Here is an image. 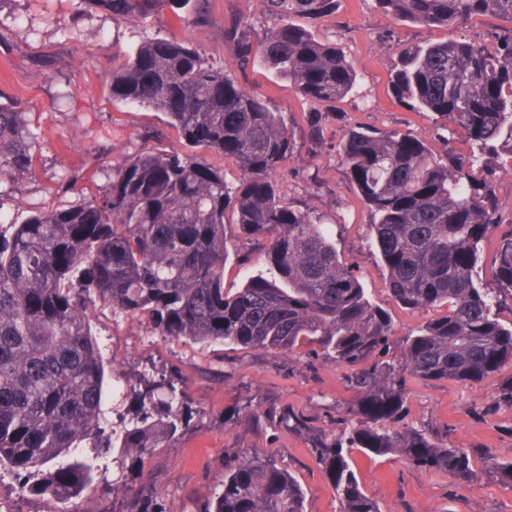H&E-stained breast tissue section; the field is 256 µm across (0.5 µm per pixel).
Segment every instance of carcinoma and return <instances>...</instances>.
Here are the masks:
<instances>
[{
	"instance_id": "cac0c4a2",
	"label": "carcinoma",
	"mask_w": 512,
	"mask_h": 512,
	"mask_svg": "<svg viewBox=\"0 0 512 512\" xmlns=\"http://www.w3.org/2000/svg\"><path fill=\"white\" fill-rule=\"evenodd\" d=\"M82 2L129 21L165 4L188 24L209 21L203 0ZM377 2L391 22L430 30L475 16L510 23L490 44L451 35L406 44L390 73L392 96L432 113L469 154L438 159L411 133L351 125L337 145L371 214L388 290L412 311L446 312L395 337L321 220L282 204L276 175L296 140L280 113L201 49L167 36L142 42L112 69V100L162 113L187 145L231 162L239 178L230 185L222 169L176 150L145 151L126 158L95 195L0 223V466L37 471L30 493L65 505L111 448L142 457L183 427L173 392L159 383L141 394V408H161L158 418L147 412L104 443L105 366L89 320L98 307L144 317L160 336L266 352L313 346L353 368L358 401L349 421L313 441L339 512H380L359 483L354 450L396 455L463 486L489 473L512 488V461L487 455L478 469L474 453L403 424L409 378L473 384L497 376V406L512 410V375H502L512 364V323L498 317L512 300V231L497 242L498 287L475 281L479 244L497 224L493 183L512 168V0ZM260 3L275 23L259 42L246 22L224 24L238 69L260 65L313 104L355 93L356 71L336 44L294 23L336 14L337 0ZM38 162L26 106L0 107V183L32 175ZM229 209L276 270L275 279L253 277L232 295L224 292ZM85 441L99 453L70 457ZM110 494L127 499V512H169L145 486L131 495L117 484ZM203 512H306L305 494L275 458L243 451L224 457L223 487Z\"/></svg>"
}]
</instances>
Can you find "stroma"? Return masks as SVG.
<instances>
[{"label":"stroma","instance_id":"obj_1","mask_svg":"<svg viewBox=\"0 0 512 512\" xmlns=\"http://www.w3.org/2000/svg\"><path fill=\"white\" fill-rule=\"evenodd\" d=\"M211 17L193 26L169 8L146 21L129 23L89 9L80 0H5L0 6V105L25 103L37 135L40 162L33 177L0 184V216L23 221L29 210L61 206L104 188L128 156L156 148L179 147L176 132L162 113L113 101L109 76L118 58L158 36H173L202 48L209 57L232 65L224 42V22L247 19L256 32L270 21L259 0H207ZM322 40L336 43L358 74L355 94L335 105H310L262 69L238 74L246 90L266 97L273 111L294 129L297 148L277 178L283 204L323 215L342 261L357 265L371 302L385 311L395 329L407 333L428 320L425 312L404 308L390 294L386 272L370 243L369 214L347 181L336 143L344 125L396 129L420 136L436 154L462 151L444 143L434 116L415 112L388 92L390 71L402 45L443 38L440 30L395 25L376 0H339L334 16L319 22L298 18ZM322 115V149L307 141L312 112ZM498 225L481 245L477 277L483 287L497 285L494 256L499 234L512 231V174L494 183ZM229 258L224 290L234 293L251 277L271 279L275 271L258 246L225 226ZM91 329L108 369L103 411L107 427L122 429L137 410L136 392L145 382L167 376L176 401L190 422L168 445L140 459L108 453L92 485L75 507L87 502L123 512L122 499L107 497L113 481L133 489L150 485L170 512H198L224 482V455L257 449L274 456L305 492L306 512H339L336 493L316 462L307 432L270 423L267 409L292 413L309 429L327 430L345 417L356 393L336 366L307 350L261 352L214 343L196 345L156 335L147 320L113 318L96 309ZM405 422L427 426L449 442L512 461V411L495 406L497 381L408 382ZM359 482L381 512H512V489L483 479L464 487L445 473L421 470L395 455L352 454ZM0 501L12 512H60L54 500L21 495L10 471L0 472Z\"/></svg>","mask_w":512,"mask_h":512}]
</instances>
